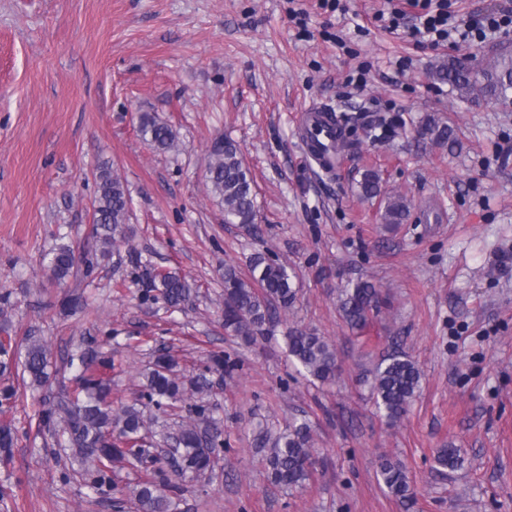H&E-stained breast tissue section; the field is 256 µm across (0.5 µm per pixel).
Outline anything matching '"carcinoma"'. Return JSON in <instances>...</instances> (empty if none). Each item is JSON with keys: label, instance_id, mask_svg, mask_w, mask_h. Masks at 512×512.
<instances>
[{"label": "carcinoma", "instance_id": "1", "mask_svg": "<svg viewBox=\"0 0 512 512\" xmlns=\"http://www.w3.org/2000/svg\"><path fill=\"white\" fill-rule=\"evenodd\" d=\"M434 77L459 93V98L487 100L500 105L512 104V53L498 52L483 65L465 66L453 60H441L433 69ZM422 136L440 147L458 143L456 129L434 116L421 125ZM142 137L156 149L177 150L172 128L145 113L140 120ZM207 187L224 208V223L257 229L259 212L253 177L244 164L238 145L231 139L216 138L207 150L205 163ZM97 196L94 201L92 237L99 243V254L76 255L73 248L57 246L49 253L47 271L59 284L80 273L91 276L98 258L111 254L115 243L129 237V193L121 178L104 163L96 172ZM357 194L366 199L380 197L383 224H404L411 213V202L401 194H391L382 187L375 170H367L357 181ZM133 281L142 288V298L162 299L171 308L188 304L192 298L189 283L175 271H160L149 264H137ZM297 289L288 265L262 252L251 257L248 277L233 266H224V329L251 342L272 326L278 310L294 304ZM14 307L13 292H0V408L13 406L27 392L41 391L36 416V434L50 435L71 450L78 463L83 484L95 493L112 492V469L118 463L132 462L136 444L144 455L146 477L138 482L135 500L138 512H174L173 498L164 489L165 471L190 478L212 481L215 464L224 452V421L214 416L215 407L207 397L216 381L224 378L236 363L216 355L188 384L171 375L173 362L159 352L146 375L142 389L131 404L112 408L111 379L105 370L112 358L105 351L109 337L89 336L80 340L75 350L57 359L38 336L25 338L24 355L12 342L9 311ZM388 298L370 282H357L340 292L339 308L354 334L362 357H373L371 337L367 332L374 320L388 309ZM287 351L291 362L304 375L322 385L336 382L339 366L336 348L315 330L296 326L288 331ZM75 371L77 386L63 387L54 393L52 381L65 380ZM371 398L376 408L391 423L408 411L420 389L422 374L417 364L402 353L383 356L370 371ZM152 406L167 412L178 406L187 412L172 437L171 453L155 447L150 435L152 421L145 419L141 407ZM20 430L10 421L0 420V451L14 447ZM265 465L271 483L290 491L304 488L313 478L312 435L305 421H292L282 432L267 434L262 440ZM435 463L448 469L461 464L457 449L440 448ZM379 476L394 497L411 498L406 470L388 459L380 464Z\"/></svg>", "mask_w": 512, "mask_h": 512}]
</instances>
